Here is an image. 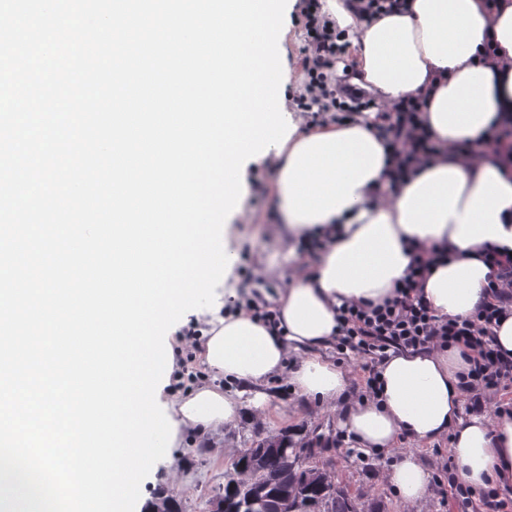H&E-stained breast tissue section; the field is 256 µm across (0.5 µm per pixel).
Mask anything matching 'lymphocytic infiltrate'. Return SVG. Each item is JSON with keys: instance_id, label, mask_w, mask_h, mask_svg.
I'll use <instances>...</instances> for the list:
<instances>
[{"instance_id": "obj_1", "label": "lymphocytic infiltrate", "mask_w": 512, "mask_h": 512, "mask_svg": "<svg viewBox=\"0 0 512 512\" xmlns=\"http://www.w3.org/2000/svg\"><path fill=\"white\" fill-rule=\"evenodd\" d=\"M300 3L307 47L303 91L296 103L298 112L315 122L342 124L375 109V102L364 91L336 79L333 65L344 56L347 42L335 20L322 13L320 0ZM425 105V98L408 95L383 110L378 133L386 142L389 188H396L419 165L446 149L469 158L493 153L502 167L512 173V113L498 115L475 141L446 148L433 138L426 124ZM439 257L436 248L419 250L393 296L382 303H350L340 307L336 315V341L340 348L356 351L374 363L392 351L464 346L472 351L473 360L460 386L469 410L480 413L491 394L512 382V356L498 349L490 339L493 326L503 315L512 313V256L485 250L483 260L492 269L485 302L471 316L448 320L433 313L422 293Z\"/></svg>"}]
</instances>
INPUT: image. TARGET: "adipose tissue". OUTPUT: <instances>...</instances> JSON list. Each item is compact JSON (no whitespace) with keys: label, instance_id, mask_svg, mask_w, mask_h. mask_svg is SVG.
Here are the masks:
<instances>
[{"label":"adipose tissue","instance_id":"obj_1","mask_svg":"<svg viewBox=\"0 0 512 512\" xmlns=\"http://www.w3.org/2000/svg\"><path fill=\"white\" fill-rule=\"evenodd\" d=\"M326 7L350 33L357 84L383 105L429 93L426 118L441 143L477 138L498 113L512 112V73L500 83L493 74L512 64V0L500 12L486 0H409L408 10L366 25L338 0ZM376 124L372 112L347 125L324 123L294 132L283 149L263 156L281 216L275 231L290 247L256 271L263 279L287 278V287L273 294L261 289L257 297L274 302L279 323L269 328L246 309L228 317L196 315L204 326L199 358L210 378L166 397L167 413L177 435L219 432L243 407L264 412L267 383L286 370L300 397L336 410L358 448L388 451L403 437L430 444L447 436L463 484L512 487V415L494 421L461 416L456 375L466 367L463 347L390 354L378 367L380 390L356 401L345 373L323 354L336 339L337 307L390 297L414 247L450 253L424 288L443 318L470 315L484 301L489 268L481 250H512V177L494 157L466 165L453 153L441 154L385 197L386 152ZM313 231L331 241L317 250L309 272L301 267L300 243ZM292 353L301 360L290 371ZM227 381L232 389H224ZM388 480L412 507L425 498L430 473L409 450Z\"/></svg>","mask_w":512,"mask_h":512}]
</instances>
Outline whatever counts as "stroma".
Returning a JSON list of instances; mask_svg holds the SVG:
<instances>
[{"label": "stroma", "instance_id": "obj_1", "mask_svg": "<svg viewBox=\"0 0 512 512\" xmlns=\"http://www.w3.org/2000/svg\"><path fill=\"white\" fill-rule=\"evenodd\" d=\"M283 28L278 46L285 78L279 94L284 99L285 111L290 112L301 90L306 35L293 13L286 15ZM247 179L249 193L244 215L231 222L225 238L227 249L236 256L237 266L225 284L216 289L225 302L253 293L259 262L288 247L287 241L274 232L276 201L270 189V169L250 164ZM266 391L270 401L265 418L244 417L226 426L223 434L211 437L206 445L196 436L186 435L178 448L154 464L141 485V500L158 502L171 476L176 474L181 479V491L172 503L178 512H214L217 498L232 472L233 460L251 440L285 432L312 448L311 466L344 489L355 500L358 512H480L479 499L464 501L441 476L440 465L449 456L448 440L415 447L403 438L393 450L366 454L354 449L337 424L335 410L304 404L293 392L287 376L272 379ZM410 449L431 474L425 501L412 509L402 503L386 478L402 453Z\"/></svg>", "mask_w": 512, "mask_h": 512}]
</instances>
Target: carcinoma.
I'll return each instance as SVG.
<instances>
[{
	"label": "carcinoma",
	"instance_id": "1",
	"mask_svg": "<svg viewBox=\"0 0 512 512\" xmlns=\"http://www.w3.org/2000/svg\"><path fill=\"white\" fill-rule=\"evenodd\" d=\"M306 452V445L286 434L252 441L232 463L235 471L241 466L248 470V482L228 480L222 497L241 502L253 484L262 488L263 506L243 512H356L351 498L334 482L299 470L296 462Z\"/></svg>",
	"mask_w": 512,
	"mask_h": 512
}]
</instances>
